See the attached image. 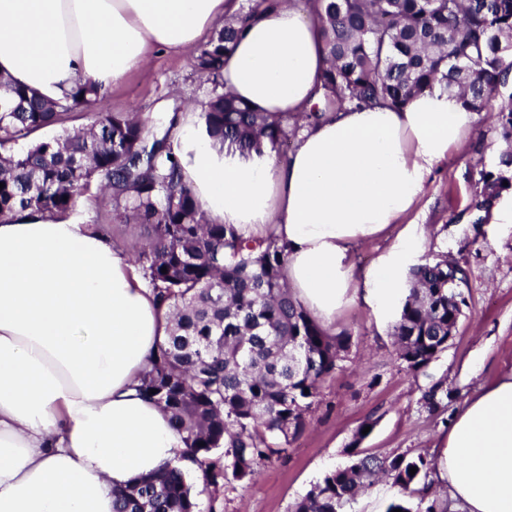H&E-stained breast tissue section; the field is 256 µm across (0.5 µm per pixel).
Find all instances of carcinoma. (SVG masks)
Segmentation results:
<instances>
[{
    "mask_svg": "<svg viewBox=\"0 0 512 512\" xmlns=\"http://www.w3.org/2000/svg\"><path fill=\"white\" fill-rule=\"evenodd\" d=\"M286 0H250L198 49L199 71L218 81L224 55L239 27L261 9ZM318 24L329 66L317 102L306 112L273 118L227 94L204 103L211 136L248 151L266 140L281 150L299 130L348 107L400 108L439 85L467 97L478 112H492L493 137L512 144V94L490 101L509 85L512 70V0H297ZM100 96L87 82L66 103L47 102L0 79V218L32 210L72 213L96 188L115 218L146 226L133 259L161 303L171 327L140 391L162 405L201 457L209 485L255 479L260 466L286 451L306 425L320 383L340 368L350 336L328 334L292 297L283 281L284 249L272 239L247 241L226 224H211L184 183L171 138L179 109L148 124L132 112H106L85 131L68 132L14 151L10 144L55 126L67 111ZM489 210L512 187V151L482 173ZM508 185H503V182ZM167 272H162V268ZM409 295L392 335L408 369L418 372L448 348L466 305V271L443 260L412 268ZM156 393H150V390ZM309 393H304V390ZM357 431L350 465L323 478L293 512H345L359 491L384 476L401 491L426 479L424 453H364ZM223 449L214 461V451ZM415 467V474L410 468ZM113 512H196L197 502L175 467L112 492ZM436 512L422 488L415 504L391 502L386 512Z\"/></svg>",
    "mask_w": 512,
    "mask_h": 512,
    "instance_id": "carcinoma-1",
    "label": "carcinoma"
}]
</instances>
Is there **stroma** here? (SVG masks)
<instances>
[{
    "label": "stroma",
    "instance_id": "1",
    "mask_svg": "<svg viewBox=\"0 0 512 512\" xmlns=\"http://www.w3.org/2000/svg\"><path fill=\"white\" fill-rule=\"evenodd\" d=\"M213 87L211 78L196 70L192 52L159 49L147 67L132 72L98 101L68 111L61 127L81 130L101 112L151 118L165 107L195 108ZM505 148L503 142L471 136L434 168L408 217L424 228L422 262L445 259L469 276L467 305L448 348L426 368L411 371L399 358L391 325L379 321L365 304L346 309L330 331L348 333L349 347L340 368L321 384L305 430L255 480L226 488L209 485L198 492L199 512H291L327 473L349 464L348 448L368 420L375 426L362 444L366 453H432L466 401L512 371V226L490 223L475 206L484 190L482 170L491 169ZM72 219L109 225L113 239L124 243L147 235L141 225L115 220L107 199L94 193L78 204ZM434 383L448 392L435 412L422 399Z\"/></svg>",
    "mask_w": 512,
    "mask_h": 512
}]
</instances>
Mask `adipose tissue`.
<instances>
[{
  "mask_svg": "<svg viewBox=\"0 0 512 512\" xmlns=\"http://www.w3.org/2000/svg\"><path fill=\"white\" fill-rule=\"evenodd\" d=\"M238 0H0V76L65 102L145 67L159 47L195 48ZM327 66L318 25L289 5L263 12L225 59L224 89L272 116L306 111ZM480 118L443 88L400 109L330 113L278 158L269 143L220 144L198 110L172 147L207 220L285 248L283 276L322 327L364 302L395 321L426 239L407 223L428 176ZM401 225L376 267L354 249ZM127 248L95 224L24 211L0 220V512H112L113 490L165 466L204 488L181 433L137 386L167 336ZM438 480L464 512H512V373L454 416Z\"/></svg>",
  "mask_w": 512,
  "mask_h": 512,
  "instance_id": "ef3b65f1",
  "label": "adipose tissue"
}]
</instances>
